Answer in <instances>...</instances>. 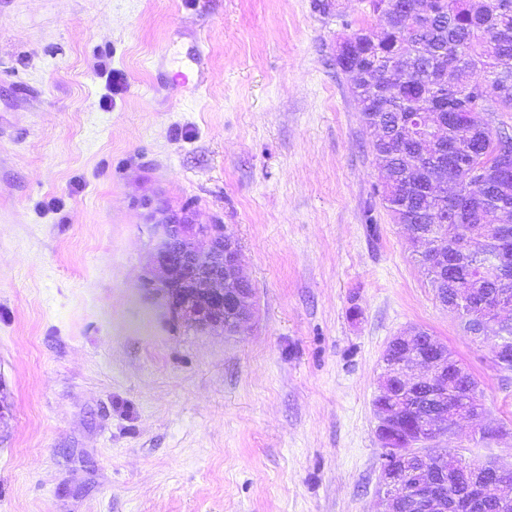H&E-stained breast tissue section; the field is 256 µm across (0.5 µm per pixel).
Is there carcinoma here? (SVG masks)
<instances>
[{"mask_svg": "<svg viewBox=\"0 0 512 512\" xmlns=\"http://www.w3.org/2000/svg\"><path fill=\"white\" fill-rule=\"evenodd\" d=\"M369 7L387 26L356 30L336 65L354 90L363 123L381 131L373 141L374 163L386 209L426 247L450 248L470 233L499 250L489 217L512 219V177L474 186L470 175L473 166L512 148V136L492 133L488 120L494 112H512V0H438L432 16L421 0H369ZM478 68L495 96L470 80ZM437 112L450 116L448 126L438 141L424 143V115ZM467 188L471 210L437 222L434 211ZM462 288L461 299L480 300L494 285L466 272Z\"/></svg>", "mask_w": 512, "mask_h": 512, "instance_id": "obj_1", "label": "carcinoma"}]
</instances>
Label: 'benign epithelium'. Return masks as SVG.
I'll return each instance as SVG.
<instances>
[{"instance_id": "1", "label": "benign epithelium", "mask_w": 512, "mask_h": 512, "mask_svg": "<svg viewBox=\"0 0 512 512\" xmlns=\"http://www.w3.org/2000/svg\"><path fill=\"white\" fill-rule=\"evenodd\" d=\"M154 228L159 242L143 278L146 293L162 299L175 318L203 329L236 330L251 315L253 289L242 273L234 236L222 224H195L174 214L165 215ZM454 249L461 260L482 267L490 280L500 282V288L490 295L492 313L472 338L488 345L492 364L507 373L512 369L496 332L512 323V318H501L502 312L512 311V282L502 278L508 257L485 261L487 252L468 236L457 241ZM428 262L437 272L448 275V284L455 283L456 262L448 250H431ZM390 344L395 354L382 361L379 380V390L388 400L375 407L377 435L383 448L377 486L383 512H399L406 498L416 503L418 512H454L452 498L461 493L470 494L495 512L512 505V485L502 478L505 466L499 462L493 467L485 462L462 463L467 485H448L446 496L430 485L396 479L395 473L407 464L434 473L443 462L457 459L454 449L433 455L418 453L415 447H427L439 439L448 421H477L485 409L459 378L448 376V349L434 337L411 328L394 336ZM406 410L419 414V419L403 431Z\"/></svg>"}]
</instances>
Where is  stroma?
<instances>
[{
    "instance_id": "35a3bbf8",
    "label": "stroma",
    "mask_w": 512,
    "mask_h": 512,
    "mask_svg": "<svg viewBox=\"0 0 512 512\" xmlns=\"http://www.w3.org/2000/svg\"><path fill=\"white\" fill-rule=\"evenodd\" d=\"M380 24L366 0H0V512H381L373 401L410 326L512 425V373L377 190L336 50ZM164 211L235 236L237 333L144 294ZM445 448L512 463L467 421Z\"/></svg>"
}]
</instances>
